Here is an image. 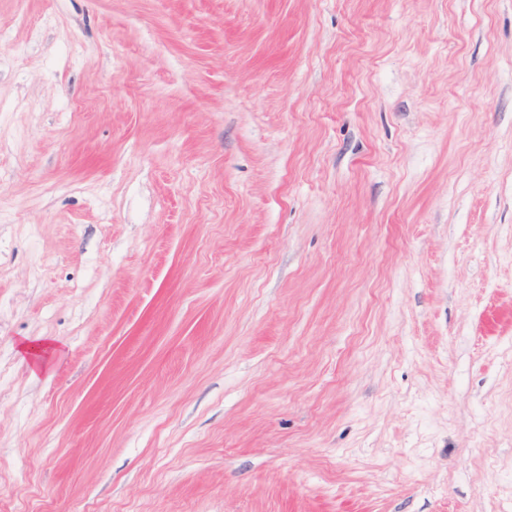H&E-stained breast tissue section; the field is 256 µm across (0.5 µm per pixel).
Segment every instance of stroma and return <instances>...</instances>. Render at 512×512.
<instances>
[{"mask_svg":"<svg viewBox=\"0 0 512 512\" xmlns=\"http://www.w3.org/2000/svg\"><path fill=\"white\" fill-rule=\"evenodd\" d=\"M0 512H512V0H0Z\"/></svg>","mask_w":512,"mask_h":512,"instance_id":"stroma-1","label":"stroma"}]
</instances>
